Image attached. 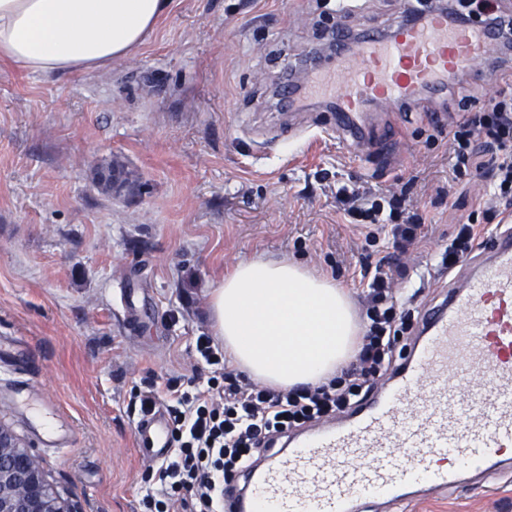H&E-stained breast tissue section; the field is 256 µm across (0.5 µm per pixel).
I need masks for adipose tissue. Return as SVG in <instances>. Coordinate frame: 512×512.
<instances>
[{
  "instance_id": "adipose-tissue-1",
  "label": "adipose tissue",
  "mask_w": 512,
  "mask_h": 512,
  "mask_svg": "<svg viewBox=\"0 0 512 512\" xmlns=\"http://www.w3.org/2000/svg\"><path fill=\"white\" fill-rule=\"evenodd\" d=\"M172 0H0V64L61 76L110 66L142 46ZM214 331L235 364L291 388L333 376L359 325L335 281L288 261L238 263L212 292Z\"/></svg>"
}]
</instances>
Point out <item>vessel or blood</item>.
Listing matches in <instances>:
<instances>
[{
  "label": "vessel or blood",
  "instance_id": "vessel-or-blood-1",
  "mask_svg": "<svg viewBox=\"0 0 512 512\" xmlns=\"http://www.w3.org/2000/svg\"><path fill=\"white\" fill-rule=\"evenodd\" d=\"M495 41L485 26L451 22L434 7L387 34L364 29L357 64L339 51L333 64L312 65L310 91L333 104L337 131L358 145L369 138L366 102L399 107L441 94ZM462 266L465 284L423 310L413 351L384 391L269 450L225 493V512H359L502 463L512 449V227ZM21 351V338L0 336V366L13 372L7 391L25 409L35 392L17 370ZM136 437L152 458L172 451L163 413L137 423Z\"/></svg>",
  "mask_w": 512,
  "mask_h": 512
}]
</instances>
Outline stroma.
I'll use <instances>...</instances> for the list:
<instances>
[{
  "label": "stroma",
  "instance_id": "stroma-1",
  "mask_svg": "<svg viewBox=\"0 0 512 512\" xmlns=\"http://www.w3.org/2000/svg\"><path fill=\"white\" fill-rule=\"evenodd\" d=\"M337 0H172L130 57L45 78L0 67V336L24 337L26 372L71 445L56 451L0 399V421L31 446L82 512H141L149 457L128 409L132 390L193 377V343L212 334L209 295L241 260H297L352 291L367 228L336 208L347 184L406 189L428 236L405 262L431 266L479 190L447 185V131L435 118L478 111L501 84L499 53L459 73L441 99L408 109L367 103L377 161L332 134L329 103L281 111L284 69L319 51ZM407 0H352V30L385 29ZM114 172L108 192L102 174ZM147 314L130 327L120 291ZM362 512H512V470L486 482L367 504Z\"/></svg>",
  "mask_w": 512,
  "mask_h": 512
}]
</instances>
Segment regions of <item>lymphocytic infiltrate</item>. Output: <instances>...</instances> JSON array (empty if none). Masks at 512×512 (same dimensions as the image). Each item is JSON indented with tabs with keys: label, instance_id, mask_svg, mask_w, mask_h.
Masks as SVG:
<instances>
[{
	"label": "lymphocytic infiltrate",
	"instance_id": "obj_1",
	"mask_svg": "<svg viewBox=\"0 0 512 512\" xmlns=\"http://www.w3.org/2000/svg\"><path fill=\"white\" fill-rule=\"evenodd\" d=\"M504 88L480 111L448 126L453 182L480 179L483 193L476 209L485 221L459 224L440 245L439 267L455 270L482 246L486 222L512 209V71H500ZM345 215L369 225L366 242L389 225L392 253L361 265L362 336L354 360L319 384L289 389L250 381L227 359L222 343L203 334L195 340L198 365L207 379L170 378L164 387L149 385L132 392L130 407L139 415L165 401L171 431L170 457L152 465L143 498L145 512H223L225 482L258 464L268 444L290 432L335 419L388 385L396 369V343L410 329L415 310L396 295L394 285L408 278L409 267L398 253L425 238L426 224L418 207L403 193H372L343 188L337 194Z\"/></svg>",
	"mask_w": 512,
	"mask_h": 512
}]
</instances>
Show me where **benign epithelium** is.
<instances>
[{
    "label": "benign epithelium",
    "mask_w": 512,
    "mask_h": 512,
    "mask_svg": "<svg viewBox=\"0 0 512 512\" xmlns=\"http://www.w3.org/2000/svg\"><path fill=\"white\" fill-rule=\"evenodd\" d=\"M0 512H78L44 476L38 458L0 423Z\"/></svg>",
    "instance_id": "obj_1"
}]
</instances>
